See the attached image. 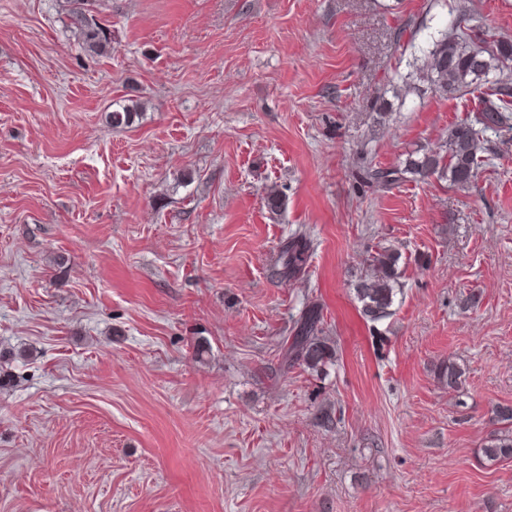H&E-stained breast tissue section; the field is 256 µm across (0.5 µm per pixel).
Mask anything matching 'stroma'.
<instances>
[{"instance_id": "stroma-1", "label": "stroma", "mask_w": 512, "mask_h": 512, "mask_svg": "<svg viewBox=\"0 0 512 512\" xmlns=\"http://www.w3.org/2000/svg\"><path fill=\"white\" fill-rule=\"evenodd\" d=\"M64 2L0 0V512H512V131L463 188L368 176L479 104L403 84L415 52L512 41V0H90L96 58ZM311 307L332 358L287 366ZM88 0H67L68 28L80 48L89 57H103L112 52V33L87 7ZM309 253V243L304 236L288 239L281 246L280 259H283L280 274L291 279L305 266ZM399 259L400 255L394 249L379 250L372 258L370 273L355 284V298L367 320L375 322L390 315L397 295ZM483 455L490 461L512 458V431L492 435L482 448Z\"/></svg>"}]
</instances>
